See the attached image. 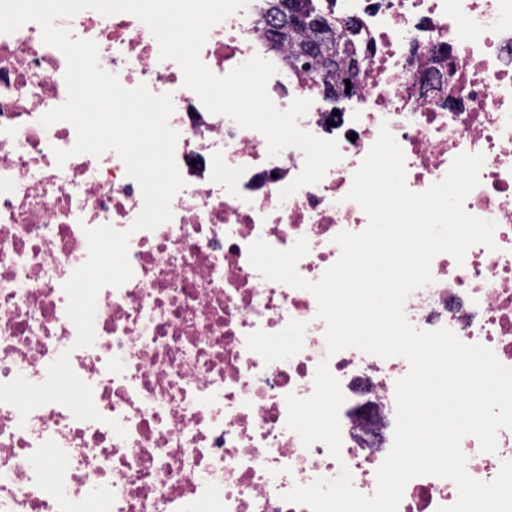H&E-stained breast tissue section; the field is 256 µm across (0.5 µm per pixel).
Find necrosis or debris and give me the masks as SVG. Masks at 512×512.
I'll use <instances>...</instances> for the list:
<instances>
[{
	"label": "necrosis or debris",
	"mask_w": 512,
	"mask_h": 512,
	"mask_svg": "<svg viewBox=\"0 0 512 512\" xmlns=\"http://www.w3.org/2000/svg\"><path fill=\"white\" fill-rule=\"evenodd\" d=\"M325 3L327 13L359 20L368 53L343 110L275 60L267 84L274 104L310 100L298 127L337 141L341 155L319 183L285 199L280 192L302 171L303 152L288 147L269 157L262 133L210 113L137 17L86 9L57 19L73 38L96 43L101 67L122 87L172 96L185 185L170 221L136 232L142 192L120 157L85 153L57 164L56 150L72 148L76 130L40 123L67 98L63 53L33 22L0 33V383L19 375L42 382L66 351L101 415L80 421L48 403L23 421L0 402V512H84L92 499L99 512H310L284 494L344 467L356 491L375 494L408 361L355 348L328 355L314 295L265 279L248 248L261 239L286 250L306 239L297 270L319 280L340 256L335 236L368 224L347 194L384 126L403 150L414 192L442 180L459 154H483L465 208L496 222V250L473 245L460 264L436 255L433 283L411 293L404 312L415 328H448L512 367V0ZM256 8L248 0L210 30L200 56L216 76L268 57ZM436 46L456 71L453 84L428 98L413 73L444 74L428 65ZM104 225L131 230L133 276L100 289L95 340L78 349L63 285L87 260L86 229ZM324 359L345 396L337 459L324 444L304 447L286 426L287 396H311ZM111 418L126 437L108 426ZM460 447L468 474L493 481L512 461V429L498 431L495 451H482L471 435ZM457 497L453 480L417 477L398 512H438Z\"/></svg>",
	"instance_id": "obj_1"
}]
</instances>
